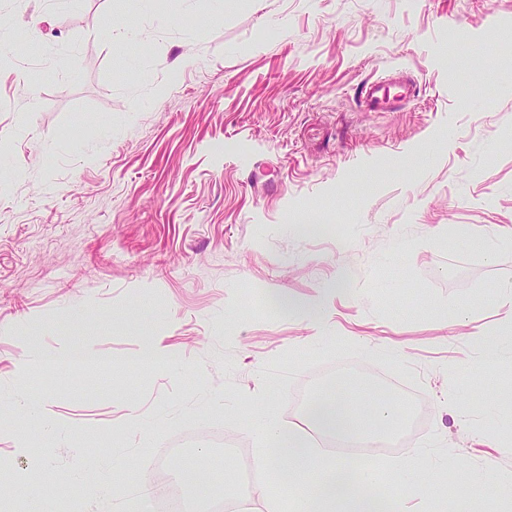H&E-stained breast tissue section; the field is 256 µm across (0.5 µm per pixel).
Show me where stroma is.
Listing matches in <instances>:
<instances>
[{
    "label": "stroma",
    "mask_w": 512,
    "mask_h": 512,
    "mask_svg": "<svg viewBox=\"0 0 512 512\" xmlns=\"http://www.w3.org/2000/svg\"><path fill=\"white\" fill-rule=\"evenodd\" d=\"M496 28L512 0H0V466L29 477L0 512L68 475L83 512H139L186 427L231 435L237 452L213 450L230 465L257 455V408L312 433L294 396L340 362L428 407L422 434L367 457L377 491L444 512L440 472L471 481V512H512V351L470 339L503 329L512 248L459 242L512 231ZM394 68L408 101L366 111L362 86ZM150 335L163 365L138 361ZM79 343L95 374L54 364Z\"/></svg>",
    "instance_id": "35a3bbf8"
}]
</instances>
